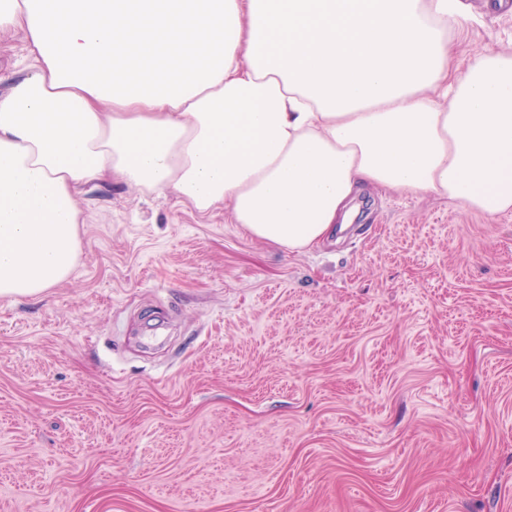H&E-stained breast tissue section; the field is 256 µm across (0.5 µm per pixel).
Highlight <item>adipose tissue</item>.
Segmentation results:
<instances>
[{"label": "adipose tissue", "instance_id": "1", "mask_svg": "<svg viewBox=\"0 0 512 512\" xmlns=\"http://www.w3.org/2000/svg\"><path fill=\"white\" fill-rule=\"evenodd\" d=\"M467 0H0V298L70 276L82 187L227 210L294 252L363 188L512 211V52L452 61ZM30 74L28 52L14 33L0 34V76L21 78Z\"/></svg>", "mask_w": 512, "mask_h": 512}]
</instances>
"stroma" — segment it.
Wrapping results in <instances>:
<instances>
[{
    "label": "stroma",
    "instance_id": "35a3bbf8",
    "mask_svg": "<svg viewBox=\"0 0 512 512\" xmlns=\"http://www.w3.org/2000/svg\"><path fill=\"white\" fill-rule=\"evenodd\" d=\"M456 56L512 47V7ZM0 34V92L29 75ZM81 253L0 299V512H512V212L368 188L302 252L83 188Z\"/></svg>",
    "mask_w": 512,
    "mask_h": 512
}]
</instances>
